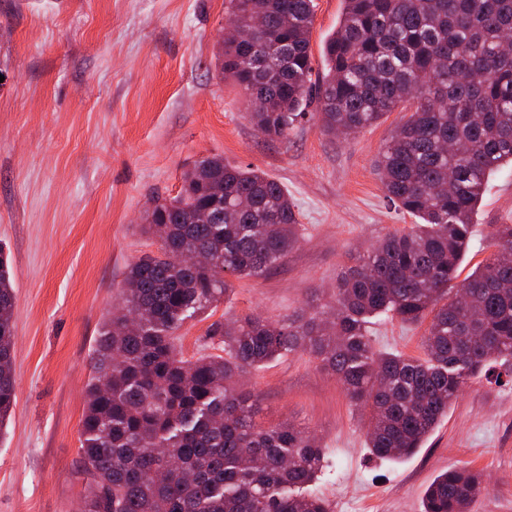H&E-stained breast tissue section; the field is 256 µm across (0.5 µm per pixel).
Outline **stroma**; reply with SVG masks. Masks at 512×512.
Listing matches in <instances>:
<instances>
[{
    "instance_id": "35a3bbf8",
    "label": "stroma",
    "mask_w": 512,
    "mask_h": 512,
    "mask_svg": "<svg viewBox=\"0 0 512 512\" xmlns=\"http://www.w3.org/2000/svg\"><path fill=\"white\" fill-rule=\"evenodd\" d=\"M342 0H316L314 73ZM225 0H0V248L15 288L16 405L0 426V512H79L89 477L79 455L90 353L118 302L127 266L157 253L142 228L183 173L223 155L279 181L295 206L300 243L275 270L245 278L223 303L187 321L184 356L212 354L207 327L245 313L279 320L308 296L333 299L357 252L412 220L390 202L376 161L406 113L344 139L322 133L310 104L287 139L252 125L242 90L217 53ZM512 224V167L488 181L459 268L468 276L491 249L486 229ZM426 324L379 316L374 348L423 354ZM259 398L257 421H289L319 440L315 487L333 512H422L440 472L485 471L471 512H512V382L471 379L410 458L366 446L361 412L336 376L295 351L242 378Z\"/></svg>"
}]
</instances>
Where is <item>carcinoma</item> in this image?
Returning <instances> with one entry per match:
<instances>
[{
  "instance_id": "cac0c4a2",
  "label": "carcinoma",
  "mask_w": 512,
  "mask_h": 512,
  "mask_svg": "<svg viewBox=\"0 0 512 512\" xmlns=\"http://www.w3.org/2000/svg\"><path fill=\"white\" fill-rule=\"evenodd\" d=\"M227 2L223 76L250 99V122L283 139L309 102L315 0ZM343 2L322 51L320 128L355 135L409 105L377 170L414 224L359 254L325 309L215 321L206 335L223 354L188 359L177 347L186 320L300 243L278 181L220 155L197 161L179 194L147 214L160 250L128 267L90 355L84 512H331L309 490L325 449L288 422L258 424L257 396L237 387L243 371L297 350L336 375L383 459L413 456L470 377L512 378V224L489 225L493 252L457 281L489 177L512 164V0ZM475 70L491 77L467 80ZM202 212L210 223H197ZM15 299L0 255V426L16 404ZM383 314L430 319L425 358L374 350L366 323ZM484 490L483 473L446 470L427 487L423 512H469Z\"/></svg>"
}]
</instances>
